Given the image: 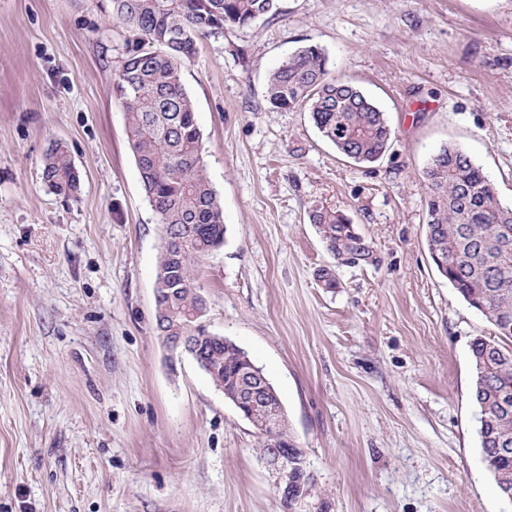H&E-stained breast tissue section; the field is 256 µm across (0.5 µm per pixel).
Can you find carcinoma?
<instances>
[{
	"instance_id": "1",
	"label": "carcinoma",
	"mask_w": 512,
	"mask_h": 512,
	"mask_svg": "<svg viewBox=\"0 0 512 512\" xmlns=\"http://www.w3.org/2000/svg\"><path fill=\"white\" fill-rule=\"evenodd\" d=\"M112 15L136 36L121 62L113 92L121 102L128 147L146 198L162 224L158 269L178 283L168 310L186 332V314L199 303L195 264L224 243V213L207 177L202 133L193 101L181 80L184 60L199 39L226 27L248 29L277 12V0H111ZM271 110L303 107L336 150L361 163L380 159L391 140L385 115L349 82L329 77L317 45L286 57L267 79ZM43 176L58 195L73 194L79 174L66 147L51 146ZM426 190L428 249L438 272L465 302L496 329L470 345L483 462L498 493H512V207L503 205L483 169L459 148L445 145L421 175ZM310 221L336 261H374L350 219L316 208ZM207 377L226 394L235 392L248 364L218 342H204Z\"/></svg>"
}]
</instances>
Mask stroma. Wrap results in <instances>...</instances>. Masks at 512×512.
<instances>
[{"label": "stroma", "instance_id": "35a3bbf8", "mask_svg": "<svg viewBox=\"0 0 512 512\" xmlns=\"http://www.w3.org/2000/svg\"><path fill=\"white\" fill-rule=\"evenodd\" d=\"M278 7L181 68L226 226L197 264L205 323L275 386L329 512H512L471 400L470 343L494 329L432 262L420 183L454 144L512 206V0ZM133 41L109 0H0V512H281L254 428L156 330L161 226L112 94ZM308 44L384 112L377 162L270 111L269 73ZM57 141L71 198L43 179ZM318 206L374 262L337 264Z\"/></svg>", "mask_w": 512, "mask_h": 512}]
</instances>
